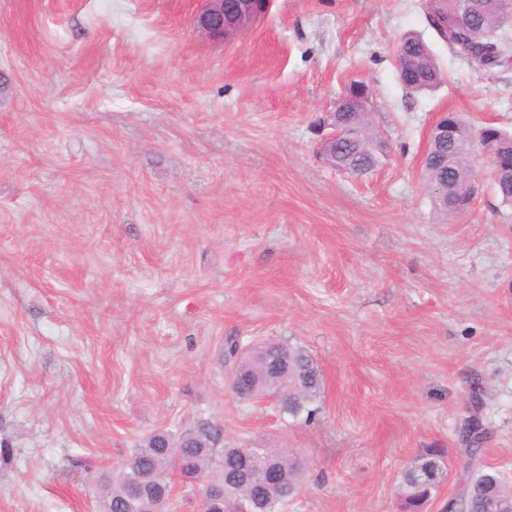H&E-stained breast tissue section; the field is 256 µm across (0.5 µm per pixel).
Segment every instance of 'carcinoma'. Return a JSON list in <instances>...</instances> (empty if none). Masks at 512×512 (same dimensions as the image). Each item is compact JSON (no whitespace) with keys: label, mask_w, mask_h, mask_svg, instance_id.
I'll list each match as a JSON object with an SVG mask.
<instances>
[{"label":"carcinoma","mask_w":512,"mask_h":512,"mask_svg":"<svg viewBox=\"0 0 512 512\" xmlns=\"http://www.w3.org/2000/svg\"><path fill=\"white\" fill-rule=\"evenodd\" d=\"M472 29L480 40L469 45L473 64H483L484 49H494L498 66L512 61V24L505 21L501 0H474L468 14L448 12V33L438 32L440 39L458 57L464 52L453 31ZM399 45L407 52L406 64L412 70L413 92L432 91L443 83V74L431 48L419 37L404 36ZM337 118L345 125L362 129L355 136L346 132L333 147L332 166L351 175H363L379 163L380 144L369 135L370 117L357 112H340ZM448 122L459 129L457 148L448 150L436 142L429 145L425 167L430 177L448 189V202L470 197L468 184L474 177L473 155H487L491 166L512 169V149L502 142L512 134L492 125L475 127L457 112L448 113ZM227 356L236 360L233 377L240 379L232 395L250 400L263 390L282 388L280 411L298 419H310L319 407L316 403L324 392V379L309 351L290 342H257L244 353L230 339ZM288 362V386H282L278 365ZM462 442L465 454L472 460L479 456L486 438L482 421L473 417L466 421ZM447 454L442 448H428L408 464L402 473L401 497L408 512H420L424 503L438 493L446 470ZM214 486L223 498V512H232L240 501L255 505L258 512H275L286 499L303 489L304 463L294 454L278 448H239L224 444L222 429L203 422L193 429L171 434L166 431L151 435L137 449L130 461L118 472L98 479L100 512H165L172 489V476L181 475L183 465ZM512 501V490L495 471L471 469L458 491L459 512H488L490 500Z\"/></svg>","instance_id":"cac0c4a2"}]
</instances>
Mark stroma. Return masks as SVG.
<instances>
[{
	"label": "stroma",
	"instance_id": "1",
	"mask_svg": "<svg viewBox=\"0 0 512 512\" xmlns=\"http://www.w3.org/2000/svg\"><path fill=\"white\" fill-rule=\"evenodd\" d=\"M424 2L273 0L216 41L201 0H0V512H99L93 475L201 421L305 461L278 512H401L446 449L443 512L474 382L512 485V205L483 157L462 216L421 179L436 113L512 133V63L456 58ZM409 33L434 91L398 79ZM353 81L385 144L360 176L315 155ZM230 338L305 347L316 416L235 399ZM408 53L406 64L412 70L411 80L414 85L403 86L413 92L432 91L443 83V74L431 51V48L419 37L414 35L404 36L398 43ZM446 457L447 454L443 448H428L413 458L405 468L401 479V497L403 508L409 510L406 512H419L426 501L436 497L445 477ZM432 460L438 462L437 479L433 483L424 485L419 480L420 468L422 464Z\"/></svg>",
	"mask_w": 512,
	"mask_h": 512
}]
</instances>
